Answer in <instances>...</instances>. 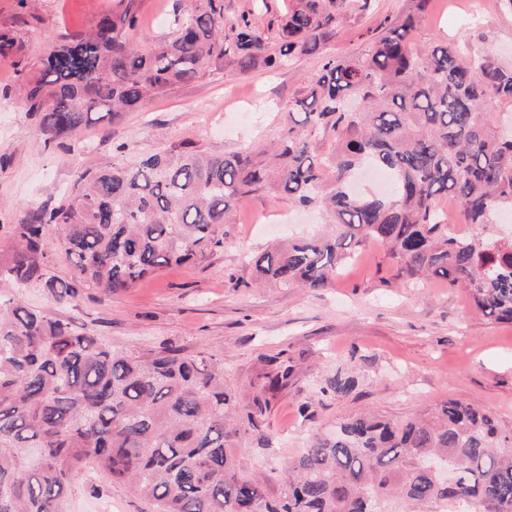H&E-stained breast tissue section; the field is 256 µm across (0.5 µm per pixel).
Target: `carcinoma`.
Masks as SVG:
<instances>
[{"label": "carcinoma", "instance_id": "1", "mask_svg": "<svg viewBox=\"0 0 512 512\" xmlns=\"http://www.w3.org/2000/svg\"><path fill=\"white\" fill-rule=\"evenodd\" d=\"M429 0L388 18L353 56L326 53L344 0H291L271 40L224 0H193L173 31L139 50L130 33L142 0H118L84 33L36 61L19 59V94L45 146L60 145L96 110L117 115L174 87L304 56L323 58L311 91L283 115L276 143L216 153L183 140L133 163L81 170L71 196L27 209L12 225L0 266V512H66L68 489L88 470L123 483L155 512H512V436L490 413L457 400L430 419L345 418L312 434L286 464L281 493L236 467L243 434L224 361L200 350H115L97 336L21 304L45 289L74 305L85 284L117 294L163 267L204 262L224 250L236 202L266 194L319 208L330 234L248 255L260 283L312 291L333 286L358 248L380 242L405 279L440 278L468 291L476 308L512 323V242L494 239V216L512 211V65L458 42L411 45ZM370 164L391 177L385 195L351 190ZM470 226L460 237L443 199ZM74 262L68 279L48 275L54 251ZM281 361L252 399L288 382ZM336 373L323 393L346 394Z\"/></svg>", "mask_w": 512, "mask_h": 512}]
</instances>
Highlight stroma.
<instances>
[{
  "label": "stroma",
  "mask_w": 512,
  "mask_h": 512,
  "mask_svg": "<svg viewBox=\"0 0 512 512\" xmlns=\"http://www.w3.org/2000/svg\"><path fill=\"white\" fill-rule=\"evenodd\" d=\"M116 0H0V30H9L23 54L36 60L66 35L87 30ZM469 0H430L413 34L422 49L454 40L473 52L495 51L512 63V11L499 0L468 12ZM189 0H143L141 36L170 32L175 10ZM413 0H370L367 10L346 4L327 53L361 52L385 18L408 12ZM15 55L0 56V264L12 251L10 225L26 208L70 193L78 171L105 160L132 161L145 148L184 139L216 152L269 142L283 111L321 65L301 57L274 71L259 69L179 85L134 112H124L78 134L87 153L69 145L45 147L18 99ZM125 152H116V145ZM320 219L288 200L243 197L225 225L223 252L205 262L167 267L135 287L107 295L86 284L77 306L55 304L43 288L26 289L23 303L102 337L116 350L176 347L204 350L224 361V385L241 411L272 374L274 357L293 366L288 384L269 396L266 412L243 437L237 467L278 496L280 472L308 437L336 420L364 413L403 420L455 399L494 414L512 434V324L495 322L464 289L431 280L397 278L385 248L366 243L332 288L310 291L255 284L245 262L287 236L320 231ZM356 378L348 395L319 389L336 372ZM307 413H300V405ZM69 512H154L127 485L98 475L78 481Z\"/></svg>",
  "instance_id": "stroma-1"
}]
</instances>
